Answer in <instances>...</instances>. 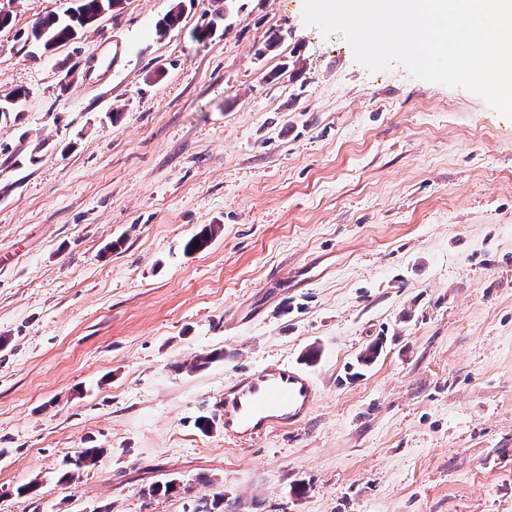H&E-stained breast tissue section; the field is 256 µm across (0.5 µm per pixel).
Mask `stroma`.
I'll use <instances>...</instances> for the list:
<instances>
[{"instance_id":"stroma-1","label":"stroma","mask_w":512,"mask_h":512,"mask_svg":"<svg viewBox=\"0 0 512 512\" xmlns=\"http://www.w3.org/2000/svg\"><path fill=\"white\" fill-rule=\"evenodd\" d=\"M174 1L46 53L69 0L6 5L0 512H512V119L368 72L304 0H235L203 41L222 0L157 34ZM267 364L310 373L303 421L199 428ZM102 454V449L99 448H83L81 449L77 457L72 459L70 467L62 475V481L71 482L76 476L80 474L85 468L95 466Z\"/></svg>"}]
</instances>
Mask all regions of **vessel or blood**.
<instances>
[{"instance_id": "b4317fda", "label": "vessel or blood", "mask_w": 512, "mask_h": 512, "mask_svg": "<svg viewBox=\"0 0 512 512\" xmlns=\"http://www.w3.org/2000/svg\"><path fill=\"white\" fill-rule=\"evenodd\" d=\"M314 384L303 371L281 365L254 370L225 388L224 429L233 436L260 434L275 423H292L308 412Z\"/></svg>"}]
</instances>
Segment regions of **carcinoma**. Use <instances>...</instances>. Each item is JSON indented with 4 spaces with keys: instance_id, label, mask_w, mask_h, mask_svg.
Here are the masks:
<instances>
[{
    "instance_id": "1",
    "label": "carcinoma",
    "mask_w": 512,
    "mask_h": 512,
    "mask_svg": "<svg viewBox=\"0 0 512 512\" xmlns=\"http://www.w3.org/2000/svg\"><path fill=\"white\" fill-rule=\"evenodd\" d=\"M122 0H80V12L74 16L72 14L58 15L49 14L40 18L32 29V37L44 49L49 50L55 46L67 43L75 39L78 34L95 21L101 14L111 12L119 8ZM182 4L177 2L171 10L158 22V31L164 34L168 29L174 27L180 20L182 14ZM27 93L24 90L12 92L5 104L0 106V112H19L26 101ZM215 235V227L207 225L199 233L189 239L185 248L189 252H196L208 246ZM102 449L83 448L77 457L72 459L71 467L62 475V481L70 482L75 479L80 472L86 468L97 464Z\"/></svg>"
}]
</instances>
